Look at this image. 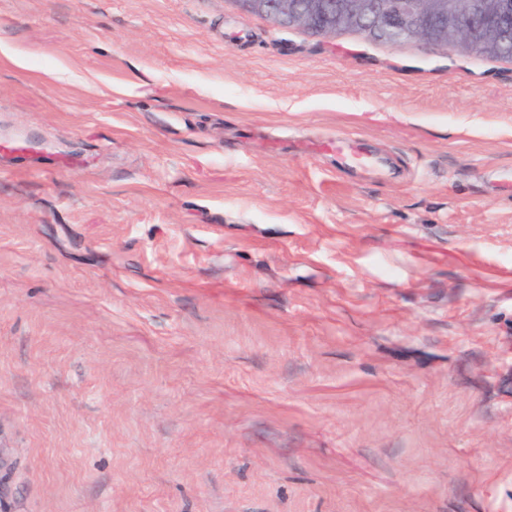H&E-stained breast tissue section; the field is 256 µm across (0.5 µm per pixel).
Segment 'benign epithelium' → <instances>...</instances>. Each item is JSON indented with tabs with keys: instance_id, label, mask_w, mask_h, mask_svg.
Returning <instances> with one entry per match:
<instances>
[{
	"instance_id": "benign-epithelium-1",
	"label": "benign epithelium",
	"mask_w": 512,
	"mask_h": 512,
	"mask_svg": "<svg viewBox=\"0 0 512 512\" xmlns=\"http://www.w3.org/2000/svg\"><path fill=\"white\" fill-rule=\"evenodd\" d=\"M248 15L266 18L278 29H299L316 36L335 38L355 34L368 42L389 31L400 42L422 40L434 46L451 47L460 55L497 58L502 32L496 20L512 12V0H231ZM11 464L0 448V501L8 495Z\"/></svg>"
}]
</instances>
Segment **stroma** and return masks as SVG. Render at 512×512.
<instances>
[{
	"label": "stroma",
	"instance_id": "1",
	"mask_svg": "<svg viewBox=\"0 0 512 512\" xmlns=\"http://www.w3.org/2000/svg\"><path fill=\"white\" fill-rule=\"evenodd\" d=\"M0 43L8 512H512V60L230 0Z\"/></svg>",
	"mask_w": 512,
	"mask_h": 512
}]
</instances>
